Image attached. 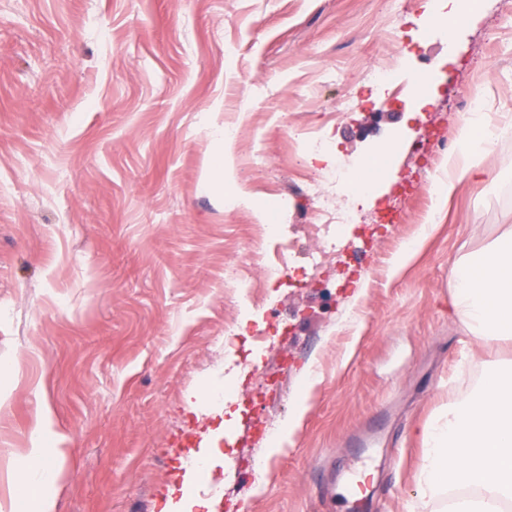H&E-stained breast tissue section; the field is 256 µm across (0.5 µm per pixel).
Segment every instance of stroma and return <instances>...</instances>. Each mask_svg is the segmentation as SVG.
Segmentation results:
<instances>
[{"label":"stroma","mask_w":512,"mask_h":512,"mask_svg":"<svg viewBox=\"0 0 512 512\" xmlns=\"http://www.w3.org/2000/svg\"><path fill=\"white\" fill-rule=\"evenodd\" d=\"M452 21L447 0H0V512L46 421L67 449L58 512H163L184 449L219 425L207 473L219 512H347L341 490L362 467L375 476L364 512H406L420 429L512 362V339L470 341L452 311L456 261L512 225V136L478 157L482 181L444 203L428 192L472 91L490 114L512 110V0H476ZM374 64L396 67L397 98L337 112ZM424 74L420 109L404 90ZM228 117L241 123L232 177L210 192L212 131ZM304 127L332 142V165L393 137L401 149L375 199L350 200L359 267L337 261L326 298L273 289L259 349L224 336V267L280 189L282 232L308 248ZM260 146L270 168L252 164ZM240 193L250 206L229 207ZM393 207L401 223H379ZM419 224L429 236L396 266ZM242 355L257 373L229 369ZM309 369L319 382L300 427L266 457L267 481L243 487ZM374 431L361 459L349 439Z\"/></svg>","instance_id":"1"}]
</instances>
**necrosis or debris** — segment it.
I'll use <instances>...</instances> for the list:
<instances>
[{"mask_svg":"<svg viewBox=\"0 0 512 512\" xmlns=\"http://www.w3.org/2000/svg\"><path fill=\"white\" fill-rule=\"evenodd\" d=\"M355 189L353 175L342 167L302 180V194L319 200L316 220L306 227L316 246L304 266H297L295 245L283 236L279 225H255L252 243L230 262L224 274V286L238 310L235 318L225 322V335H238L243 324L253 321L257 312L267 306V288L291 277L295 269H303L310 280L321 279L341 255L347 234L356 222L353 211L340 202L341 196Z\"/></svg>","mask_w":512,"mask_h":512,"instance_id":"4bbe7bcc","label":"necrosis or debris"}]
</instances>
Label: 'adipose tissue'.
I'll use <instances>...</instances> for the list:
<instances>
[{
  "mask_svg": "<svg viewBox=\"0 0 512 512\" xmlns=\"http://www.w3.org/2000/svg\"><path fill=\"white\" fill-rule=\"evenodd\" d=\"M453 306L470 337L488 342L512 335V228L479 256L459 259ZM31 453L33 463L16 470L20 512H57L59 461L66 451L57 434L44 425L32 435Z\"/></svg>",
  "mask_w": 512,
  "mask_h": 512,
  "instance_id": "adipose-tissue-1",
  "label": "adipose tissue"
}]
</instances>
